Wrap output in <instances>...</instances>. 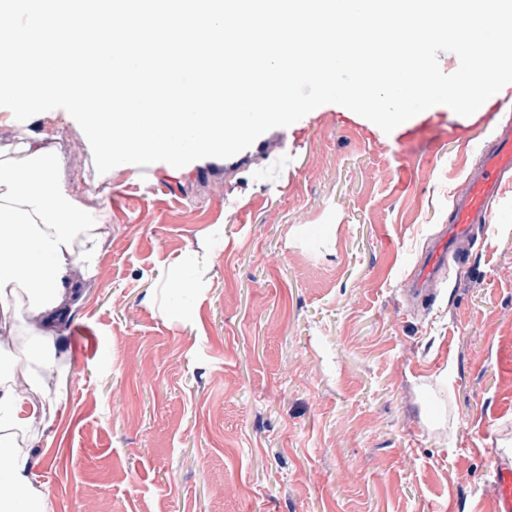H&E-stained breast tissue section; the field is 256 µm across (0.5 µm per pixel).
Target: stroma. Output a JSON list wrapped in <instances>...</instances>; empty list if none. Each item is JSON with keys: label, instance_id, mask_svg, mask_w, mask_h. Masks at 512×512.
<instances>
[{"label": "stroma", "instance_id": "obj_1", "mask_svg": "<svg viewBox=\"0 0 512 512\" xmlns=\"http://www.w3.org/2000/svg\"><path fill=\"white\" fill-rule=\"evenodd\" d=\"M512 105H444L410 139L326 104L225 175L98 173L62 109L0 107V154L44 135L107 203L56 329L34 484L51 512H495L512 453V184L426 306L404 293Z\"/></svg>", "mask_w": 512, "mask_h": 512}]
</instances>
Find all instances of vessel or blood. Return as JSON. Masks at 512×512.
Instances as JSON below:
<instances>
[{"instance_id":"vessel-or-blood-1","label":"vessel or blood","mask_w":512,"mask_h":512,"mask_svg":"<svg viewBox=\"0 0 512 512\" xmlns=\"http://www.w3.org/2000/svg\"><path fill=\"white\" fill-rule=\"evenodd\" d=\"M285 142L282 129H271L258 137L252 149L255 157H265ZM512 173V126L500 127L491 149L482 153L477 170L467 177V187L453 201L451 219L434 240L431 248L415 264L409 292L425 297L435 287L448 267V259L458 251L459 243L468 238L477 224L492 223L493 206L502 198L505 178ZM497 499L495 512H512V468L500 467L495 471Z\"/></svg>"}]
</instances>
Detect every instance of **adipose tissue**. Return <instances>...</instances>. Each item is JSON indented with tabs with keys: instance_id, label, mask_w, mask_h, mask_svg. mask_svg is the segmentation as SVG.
<instances>
[{
	"instance_id": "obj_1",
	"label": "adipose tissue",
	"mask_w": 512,
	"mask_h": 512,
	"mask_svg": "<svg viewBox=\"0 0 512 512\" xmlns=\"http://www.w3.org/2000/svg\"><path fill=\"white\" fill-rule=\"evenodd\" d=\"M58 162L42 138L16 144L0 159V311L37 315L43 328L24 345L29 387L38 391L52 371L55 326L81 301L85 274L102 246L105 208L82 203L57 178ZM30 419L12 378L0 372V512H49L46 496L32 482Z\"/></svg>"
}]
</instances>
